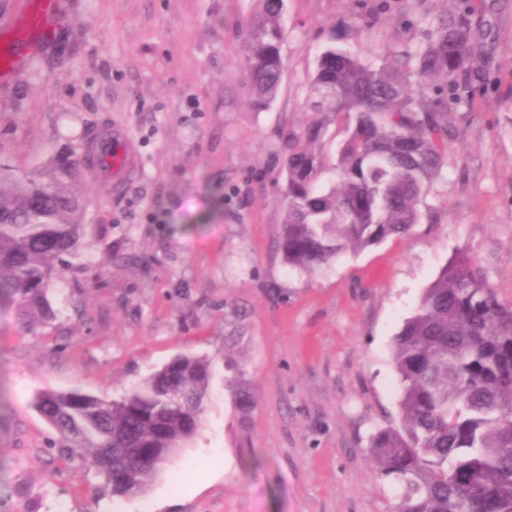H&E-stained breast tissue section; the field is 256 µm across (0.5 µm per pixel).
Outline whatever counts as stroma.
Segmentation results:
<instances>
[{"label": "stroma", "mask_w": 512, "mask_h": 512, "mask_svg": "<svg viewBox=\"0 0 512 512\" xmlns=\"http://www.w3.org/2000/svg\"><path fill=\"white\" fill-rule=\"evenodd\" d=\"M288 0L286 72L252 106L243 28L259 0H58L36 55L0 76V158L21 171L127 136L120 193L83 171L87 233L28 329L0 305V512H393L368 467L399 420L391 342L425 288L466 254L512 302V0H472L480 50L451 111L447 161L412 232L312 273L276 250L279 124L304 126L330 40L369 62L416 45L451 0ZM415 30H408V22ZM180 353L212 360L203 426L141 495L99 493L33 406L45 389L117 399ZM239 360L253 396L224 383Z\"/></svg>", "instance_id": "1"}]
</instances>
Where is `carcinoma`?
Here are the masks:
<instances>
[{
    "instance_id": "1",
    "label": "carcinoma",
    "mask_w": 512,
    "mask_h": 512,
    "mask_svg": "<svg viewBox=\"0 0 512 512\" xmlns=\"http://www.w3.org/2000/svg\"><path fill=\"white\" fill-rule=\"evenodd\" d=\"M413 51L381 64L336 44L316 57L309 123L282 125L274 164L287 218L278 250L310 272L420 223V205L445 164L448 103L474 55L471 0H453ZM286 0H261L245 24L252 102L276 99L286 64ZM344 132L336 156L319 148L330 125ZM80 159L23 175L0 161V303L25 326L54 316L48 292L83 239L86 205L73 191ZM400 420L378 429L371 470L396 491L395 512H512V303L464 254L446 263L392 340ZM210 362L181 354L120 400L77 391L39 392L34 405L61 447L103 478L102 494L147 489L161 468L141 457L178 451L201 429Z\"/></svg>"
}]
</instances>
